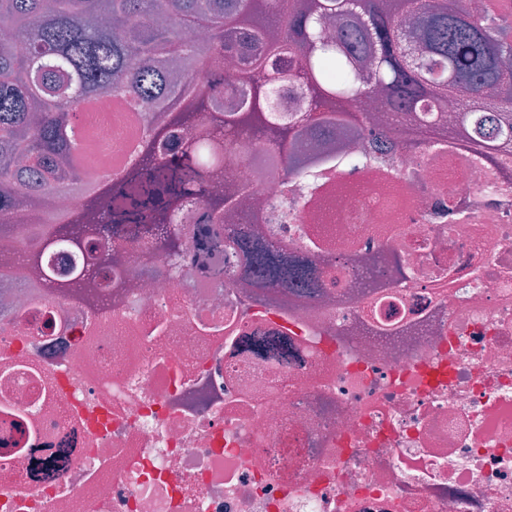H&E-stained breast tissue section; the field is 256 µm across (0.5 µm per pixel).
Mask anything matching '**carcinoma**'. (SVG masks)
<instances>
[{"mask_svg": "<svg viewBox=\"0 0 512 512\" xmlns=\"http://www.w3.org/2000/svg\"><path fill=\"white\" fill-rule=\"evenodd\" d=\"M0 0V277L22 288L40 282L33 300L72 298L102 278L122 287L120 242L139 238L143 269L174 278L188 265L198 279L224 282L231 261L253 299L273 304L278 290H306L314 258L328 252L309 239L305 255L254 235L255 224H286L299 191L323 168L353 162L354 141L375 133L357 120L359 86L384 91L382 109L399 152L420 135L465 142L490 155L512 154V42L496 20L473 21L472 0L453 9L437 0H404L394 21L365 0ZM201 27L200 44L184 38ZM300 106L284 122L283 87ZM107 91L133 101L142 134L114 178L82 194L84 171L71 135L84 105ZM461 109L444 112L448 97ZM249 139L255 182L276 177L278 204L237 214L224 232L229 198L215 178ZM64 247L80 256L73 276L53 277L45 262Z\"/></svg>", "mask_w": 512, "mask_h": 512, "instance_id": "cac0c4a2", "label": "carcinoma"}]
</instances>
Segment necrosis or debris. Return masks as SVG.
I'll use <instances>...</instances> for the list:
<instances>
[{
    "mask_svg": "<svg viewBox=\"0 0 512 512\" xmlns=\"http://www.w3.org/2000/svg\"><path fill=\"white\" fill-rule=\"evenodd\" d=\"M233 208L281 192L245 163ZM257 234L333 248L310 298L140 275L107 304L0 281V512H512V160L372 139Z\"/></svg>",
    "mask_w": 512,
    "mask_h": 512,
    "instance_id": "1",
    "label": "necrosis or debris"
}]
</instances>
